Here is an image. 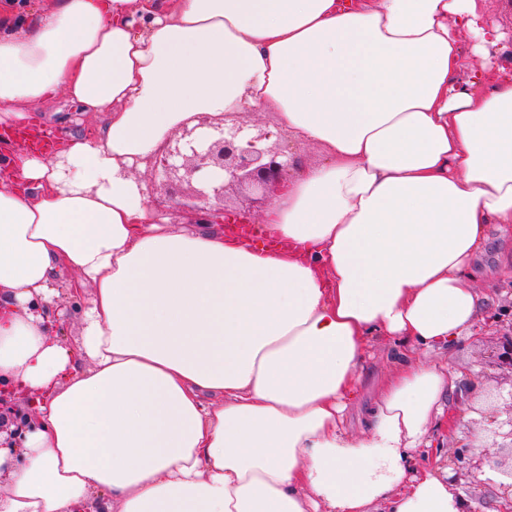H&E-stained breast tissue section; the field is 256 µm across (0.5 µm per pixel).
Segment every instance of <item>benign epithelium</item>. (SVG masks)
I'll return each mask as SVG.
<instances>
[{
  "label": "benign epithelium",
  "instance_id": "7a95c632",
  "mask_svg": "<svg viewBox=\"0 0 512 512\" xmlns=\"http://www.w3.org/2000/svg\"><path fill=\"white\" fill-rule=\"evenodd\" d=\"M296 165L281 135L245 120L224 126L204 120L191 128L185 127L155 160L156 169L169 182L197 177L198 186L193 188V223L215 224L222 215L235 224L247 226L251 224L248 213L227 212L226 193L235 190L264 194L276 190L284 186L288 171ZM495 326L503 329L494 352L495 360L512 371L511 304L499 309ZM6 418L14 424V429L6 440H0V448H14L21 434L35 423V417L28 412L19 413L14 388L0 383V433L4 431ZM469 448L468 444L457 445L450 452L451 461L462 458L466 460L467 470H478L482 459L470 456Z\"/></svg>",
  "mask_w": 512,
  "mask_h": 512
}]
</instances>
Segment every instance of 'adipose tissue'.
Returning <instances> with one entry per match:
<instances>
[{"label":"adipose tissue","instance_id":"obj_1","mask_svg":"<svg viewBox=\"0 0 512 512\" xmlns=\"http://www.w3.org/2000/svg\"><path fill=\"white\" fill-rule=\"evenodd\" d=\"M484 2L0 0V126L96 119L0 139V381L39 420L0 449V512H466L410 460L454 390L422 356L492 308L470 262L512 225V35ZM243 111L324 151L265 211L273 247L184 227L139 175ZM375 342L404 353L355 436Z\"/></svg>","mask_w":512,"mask_h":512}]
</instances>
